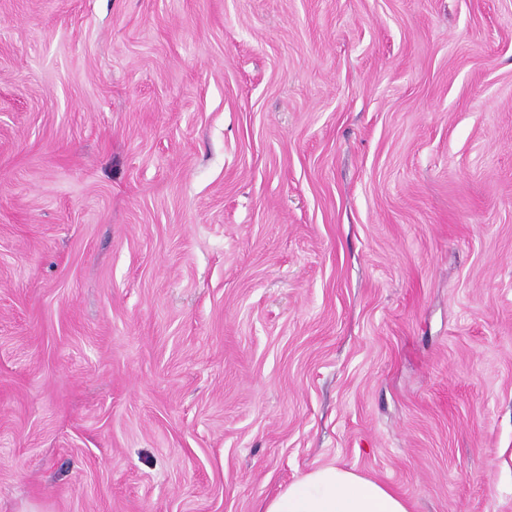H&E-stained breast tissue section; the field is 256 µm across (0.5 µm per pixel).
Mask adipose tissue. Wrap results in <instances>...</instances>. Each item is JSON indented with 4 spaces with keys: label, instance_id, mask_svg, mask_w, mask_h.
<instances>
[{
    "label": "adipose tissue",
    "instance_id": "obj_1",
    "mask_svg": "<svg viewBox=\"0 0 512 512\" xmlns=\"http://www.w3.org/2000/svg\"><path fill=\"white\" fill-rule=\"evenodd\" d=\"M261 512H409L388 486L336 465H323L288 483Z\"/></svg>",
    "mask_w": 512,
    "mask_h": 512
}]
</instances>
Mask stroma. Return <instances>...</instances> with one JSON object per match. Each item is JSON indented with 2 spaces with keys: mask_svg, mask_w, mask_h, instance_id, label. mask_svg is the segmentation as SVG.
Masks as SVG:
<instances>
[{
  "mask_svg": "<svg viewBox=\"0 0 512 512\" xmlns=\"http://www.w3.org/2000/svg\"><path fill=\"white\" fill-rule=\"evenodd\" d=\"M331 463L512 512V0H0V512Z\"/></svg>",
  "mask_w": 512,
  "mask_h": 512,
  "instance_id": "stroma-1",
  "label": "stroma"
}]
</instances>
